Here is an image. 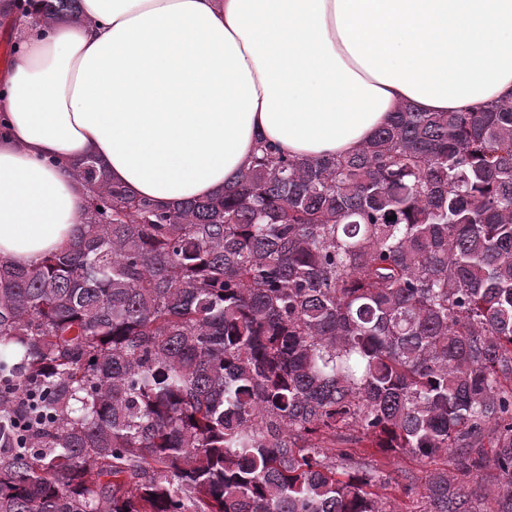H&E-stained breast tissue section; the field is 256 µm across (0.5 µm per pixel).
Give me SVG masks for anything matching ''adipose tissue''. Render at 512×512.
<instances>
[{"mask_svg":"<svg viewBox=\"0 0 512 512\" xmlns=\"http://www.w3.org/2000/svg\"><path fill=\"white\" fill-rule=\"evenodd\" d=\"M87 24L19 22L0 78V258L67 249L73 163L166 204L227 187L265 144L358 150L403 103L512 100V0H81Z\"/></svg>","mask_w":512,"mask_h":512,"instance_id":"1","label":"adipose tissue"}]
</instances>
